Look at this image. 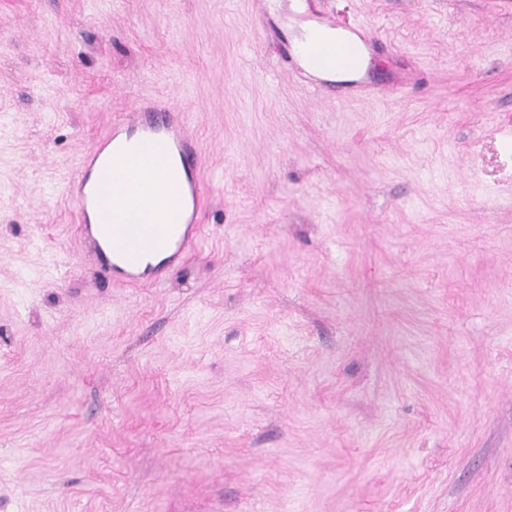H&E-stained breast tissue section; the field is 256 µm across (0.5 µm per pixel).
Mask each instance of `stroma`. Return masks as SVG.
Masks as SVG:
<instances>
[{
  "label": "stroma",
  "instance_id": "stroma-1",
  "mask_svg": "<svg viewBox=\"0 0 512 512\" xmlns=\"http://www.w3.org/2000/svg\"><path fill=\"white\" fill-rule=\"evenodd\" d=\"M0 0V512H512V0ZM188 114L204 247L84 253L78 153ZM351 33L353 34V39H350L349 36L333 40L315 39L307 52L309 68L316 70L335 68L355 72L343 70H336L335 73L327 71L317 72L322 76H336V78L340 79H350L356 76L355 74L361 73L366 61L362 47L375 48L377 41L362 24L352 28ZM306 68L309 69L308 67Z\"/></svg>",
  "mask_w": 512,
  "mask_h": 512
}]
</instances>
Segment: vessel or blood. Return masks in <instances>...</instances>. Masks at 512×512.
<instances>
[{"instance_id": "b4317fda", "label": "vessel or blood", "mask_w": 512, "mask_h": 512, "mask_svg": "<svg viewBox=\"0 0 512 512\" xmlns=\"http://www.w3.org/2000/svg\"><path fill=\"white\" fill-rule=\"evenodd\" d=\"M305 4L325 32L311 43L308 66L362 72L365 48L377 45L367 28L360 25L351 36L334 38L335 18L319 10L316 0ZM135 152L149 158L150 168L133 175L129 187L133 195L151 197L155 210L149 217L112 201V176L124 171ZM173 157L180 160V169L170 168ZM207 192L197 142L184 111L158 98L116 115L105 135L80 150L67 183L79 239L88 243L93 259L113 283L130 287L161 285L171 267L199 252ZM151 252L160 253L161 259L147 276L142 266Z\"/></svg>"}]
</instances>
